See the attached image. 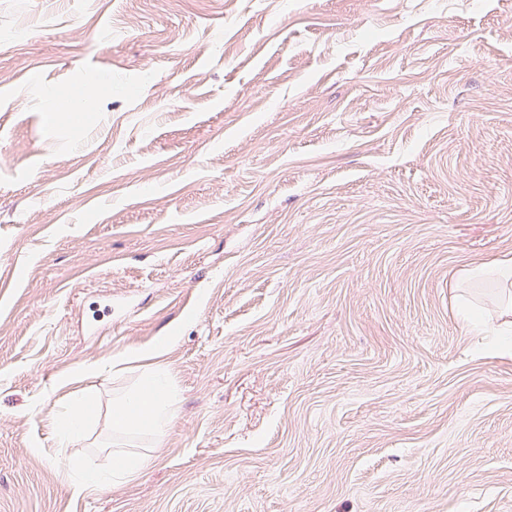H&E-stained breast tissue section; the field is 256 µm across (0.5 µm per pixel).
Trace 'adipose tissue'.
Returning a JSON list of instances; mask_svg holds the SVG:
<instances>
[{"instance_id": "adipose-tissue-1", "label": "adipose tissue", "mask_w": 512, "mask_h": 512, "mask_svg": "<svg viewBox=\"0 0 512 512\" xmlns=\"http://www.w3.org/2000/svg\"><path fill=\"white\" fill-rule=\"evenodd\" d=\"M170 375L161 368L149 372L144 384L112 405V428L121 432L132 426L162 431L171 421Z\"/></svg>"}]
</instances>
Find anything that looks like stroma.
Masks as SVG:
<instances>
[{
  "label": "stroma",
  "instance_id": "1",
  "mask_svg": "<svg viewBox=\"0 0 512 512\" xmlns=\"http://www.w3.org/2000/svg\"><path fill=\"white\" fill-rule=\"evenodd\" d=\"M503 259L512 0H0V512H512ZM147 373L148 378L140 388L113 403L112 430L115 432L141 426L160 433L171 422L170 375L162 368ZM95 396L90 388H84L80 395L66 407L63 413L56 418L55 426L58 443L61 448H66L76 436L82 432L86 410ZM64 469L72 480V487L78 494H95L102 486L105 476H99L85 472L81 463L74 458H68L64 463Z\"/></svg>",
  "mask_w": 512,
  "mask_h": 512
}]
</instances>
